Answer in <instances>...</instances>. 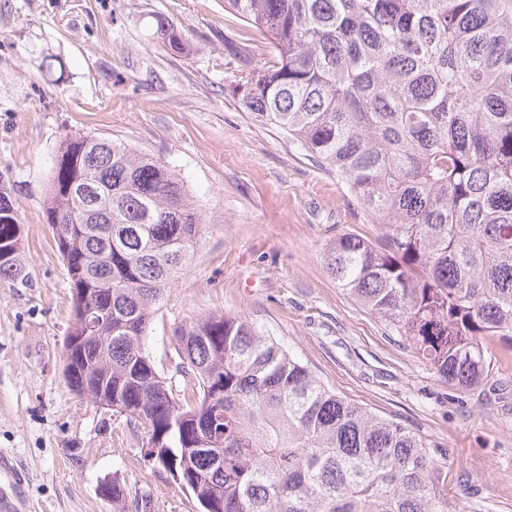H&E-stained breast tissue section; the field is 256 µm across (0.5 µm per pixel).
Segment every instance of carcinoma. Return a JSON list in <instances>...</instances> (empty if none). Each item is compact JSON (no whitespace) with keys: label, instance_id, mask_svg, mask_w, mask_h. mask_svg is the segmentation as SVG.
<instances>
[{"label":"carcinoma","instance_id":"obj_1","mask_svg":"<svg viewBox=\"0 0 512 512\" xmlns=\"http://www.w3.org/2000/svg\"><path fill=\"white\" fill-rule=\"evenodd\" d=\"M275 61L228 91L347 186L376 240L342 232L328 275L441 381L479 385L512 349V0H224ZM170 49L185 44L157 19ZM45 216L74 305L96 331L67 384L112 393L200 512H453L448 452L330 390L261 327L212 315L176 336L183 385L145 349L152 315L194 256L202 205L125 141L59 145ZM25 278L24 231L0 188V281Z\"/></svg>","mask_w":512,"mask_h":512}]
</instances>
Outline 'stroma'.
I'll return each instance as SVG.
<instances>
[{
    "instance_id": "obj_1",
    "label": "stroma",
    "mask_w": 512,
    "mask_h": 512,
    "mask_svg": "<svg viewBox=\"0 0 512 512\" xmlns=\"http://www.w3.org/2000/svg\"><path fill=\"white\" fill-rule=\"evenodd\" d=\"M160 16L186 52L158 39ZM228 36L272 64L264 35L224 0H0V183L28 273L0 283V450L26 474L25 500L35 512L196 510L146 458L143 427L64 377L71 290L43 201L59 143L88 133L160 157L204 206L206 230L145 343L164 376L180 363L182 325L244 315L339 395L446 448L454 512H512V351L490 341L482 384L457 391L337 287L326 243L377 228L335 172L225 93L239 69ZM112 482L121 502L102 493Z\"/></svg>"
}]
</instances>
